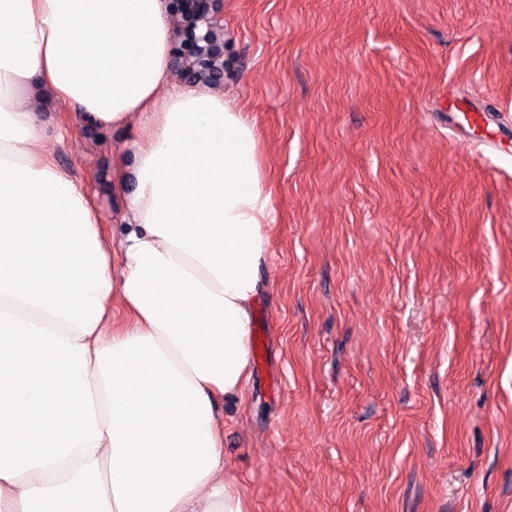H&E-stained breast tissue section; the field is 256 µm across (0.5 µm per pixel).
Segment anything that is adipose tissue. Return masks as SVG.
<instances>
[{
	"label": "adipose tissue",
	"mask_w": 512,
	"mask_h": 512,
	"mask_svg": "<svg viewBox=\"0 0 512 512\" xmlns=\"http://www.w3.org/2000/svg\"><path fill=\"white\" fill-rule=\"evenodd\" d=\"M166 0H0V512H249L218 398L249 379L273 189L246 113L172 85ZM46 92L133 129L104 228Z\"/></svg>",
	"instance_id": "obj_1"
}]
</instances>
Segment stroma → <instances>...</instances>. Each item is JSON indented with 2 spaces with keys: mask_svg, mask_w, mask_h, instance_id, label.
I'll use <instances>...</instances> for the list:
<instances>
[{
  "mask_svg": "<svg viewBox=\"0 0 512 512\" xmlns=\"http://www.w3.org/2000/svg\"><path fill=\"white\" fill-rule=\"evenodd\" d=\"M224 34L279 217L225 471L251 512H512V155L439 98L512 140V0H224ZM40 116L111 219L125 136ZM461 102L462 99L458 98L449 103V110L455 109L462 113L464 120V122L460 120L454 122L456 136L475 142L490 152H502V139L489 130V125L493 121L492 115L474 108L462 110L459 106Z\"/></svg>",
  "mask_w": 512,
  "mask_h": 512,
  "instance_id": "1",
  "label": "stroma"
}]
</instances>
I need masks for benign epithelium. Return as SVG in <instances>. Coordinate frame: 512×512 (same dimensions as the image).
Segmentation results:
<instances>
[{
    "label": "benign epithelium",
    "mask_w": 512,
    "mask_h": 512,
    "mask_svg": "<svg viewBox=\"0 0 512 512\" xmlns=\"http://www.w3.org/2000/svg\"><path fill=\"white\" fill-rule=\"evenodd\" d=\"M183 26L174 42L171 67L181 71L182 57L193 54L202 62L225 61L227 44L222 40H211L203 30L224 28V0H170Z\"/></svg>",
    "instance_id": "benign-epithelium-1"
}]
</instances>
